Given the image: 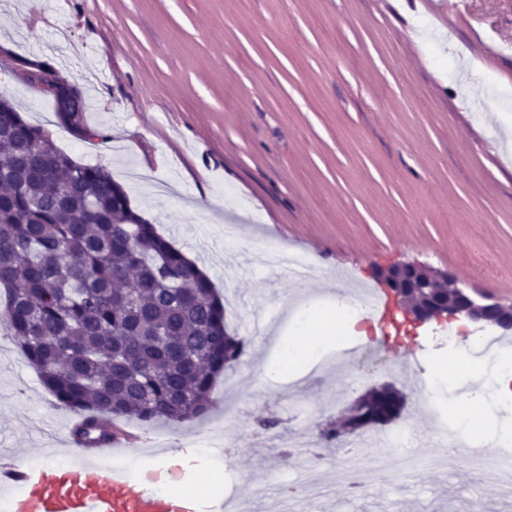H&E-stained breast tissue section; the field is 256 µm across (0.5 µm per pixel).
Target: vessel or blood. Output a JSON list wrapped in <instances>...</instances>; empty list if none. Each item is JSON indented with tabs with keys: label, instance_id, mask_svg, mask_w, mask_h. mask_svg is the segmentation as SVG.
<instances>
[{
	"label": "vessel or blood",
	"instance_id": "b4317fda",
	"mask_svg": "<svg viewBox=\"0 0 512 512\" xmlns=\"http://www.w3.org/2000/svg\"><path fill=\"white\" fill-rule=\"evenodd\" d=\"M176 476L157 469L136 479L105 471L89 456L65 469H28L0 456V485L13 490L9 512H222L203 499L164 492L163 484Z\"/></svg>",
	"mask_w": 512,
	"mask_h": 512
}]
</instances>
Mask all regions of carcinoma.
Wrapping results in <instances>:
<instances>
[{
    "mask_svg": "<svg viewBox=\"0 0 512 512\" xmlns=\"http://www.w3.org/2000/svg\"><path fill=\"white\" fill-rule=\"evenodd\" d=\"M0 327L91 447L107 417H204L216 379L245 355L211 279L130 205L99 165L0 112Z\"/></svg>",
    "mask_w": 512,
    "mask_h": 512,
    "instance_id": "1",
    "label": "carcinoma"
}]
</instances>
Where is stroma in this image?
Wrapping results in <instances>:
<instances>
[{
	"mask_svg": "<svg viewBox=\"0 0 512 512\" xmlns=\"http://www.w3.org/2000/svg\"><path fill=\"white\" fill-rule=\"evenodd\" d=\"M455 26L435 0H0V49L47 64L83 92L63 124L43 90L0 70V98L74 160L107 168L130 204L206 271L226 324L256 310L288 333L296 297L328 309L334 275L379 288L377 271L420 262L512 304V0H459ZM308 267L280 276L279 259ZM437 325L351 321L339 344L264 379L275 339L249 336L214 404L183 424L127 423L162 445L161 464L194 449L184 489L216 483L240 512H492L476 470L446 469L417 396L399 420L411 445L392 469H309L278 434L319 442L369 388H407L400 353L426 356ZM77 412L41 384L0 335V450L64 466ZM213 437L211 450L198 436ZM312 470L318 497L296 482ZM370 483L363 496L349 483Z\"/></svg>",
	"mask_w": 512,
	"mask_h": 512,
	"instance_id": "stroma-1",
	"label": "stroma"
}]
</instances>
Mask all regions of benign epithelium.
<instances>
[{"mask_svg":"<svg viewBox=\"0 0 512 512\" xmlns=\"http://www.w3.org/2000/svg\"><path fill=\"white\" fill-rule=\"evenodd\" d=\"M378 278L402 310L405 321L411 324L463 322L478 331L512 330V305L499 303L489 292H472L467 285L454 281V276L446 271L419 263H403L382 270ZM386 395L389 404L384 420L402 413L400 392L389 385L375 386L347 408V417L336 428V433L348 435L374 424L371 414L377 409L375 403Z\"/></svg>","mask_w":512,"mask_h":512,"instance_id":"1","label":"benign epithelium"}]
</instances>
